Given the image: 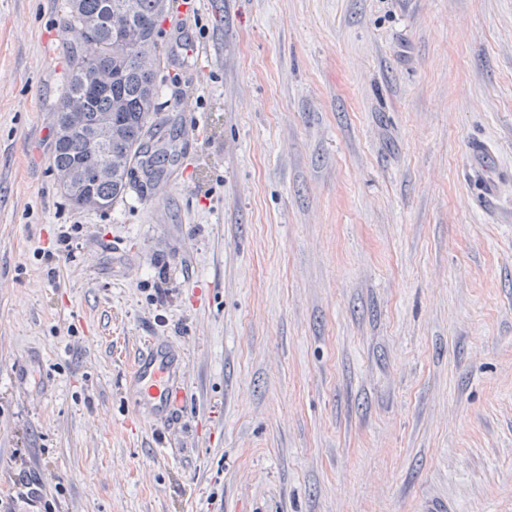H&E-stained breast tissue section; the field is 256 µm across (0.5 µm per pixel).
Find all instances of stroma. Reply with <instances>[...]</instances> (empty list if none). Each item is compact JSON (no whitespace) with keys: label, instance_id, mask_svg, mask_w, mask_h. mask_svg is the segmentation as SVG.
<instances>
[{"label":"stroma","instance_id":"stroma-1","mask_svg":"<svg viewBox=\"0 0 512 512\" xmlns=\"http://www.w3.org/2000/svg\"><path fill=\"white\" fill-rule=\"evenodd\" d=\"M67 14L0 0V507L512 512V180L467 151L512 171V0H168L178 157L104 211L51 169ZM469 154L475 162L476 169L480 173V184L484 197L490 198L495 192L498 184V176L487 164L486 156L488 150L480 144H473L469 148ZM175 354L163 341L149 339L140 350L128 373L131 398L145 406L141 418L152 423L168 421L174 393H181L175 382Z\"/></svg>","mask_w":512,"mask_h":512}]
</instances>
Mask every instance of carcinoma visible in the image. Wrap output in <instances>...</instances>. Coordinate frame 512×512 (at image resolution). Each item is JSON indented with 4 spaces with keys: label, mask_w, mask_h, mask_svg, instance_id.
<instances>
[{
    "label": "carcinoma",
    "mask_w": 512,
    "mask_h": 512,
    "mask_svg": "<svg viewBox=\"0 0 512 512\" xmlns=\"http://www.w3.org/2000/svg\"><path fill=\"white\" fill-rule=\"evenodd\" d=\"M72 73L55 113L52 168L58 184L84 175L89 204L103 210L130 189L158 187L175 136L154 123L159 87L155 30L167 0H68ZM111 135L100 170L92 137Z\"/></svg>",
    "instance_id": "1"
}]
</instances>
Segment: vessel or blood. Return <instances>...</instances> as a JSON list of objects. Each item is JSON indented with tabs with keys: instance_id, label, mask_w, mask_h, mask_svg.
<instances>
[{
	"instance_id": "obj_1",
	"label": "vessel or blood",
	"mask_w": 512,
	"mask_h": 512,
	"mask_svg": "<svg viewBox=\"0 0 512 512\" xmlns=\"http://www.w3.org/2000/svg\"><path fill=\"white\" fill-rule=\"evenodd\" d=\"M469 154L480 173L484 196H492L498 176L486 161L488 150L480 144L471 145ZM176 358L162 341L149 339L140 350L127 377L131 398L143 405V418L152 423L168 421L172 411V396L179 386L175 381Z\"/></svg>"
}]
</instances>
